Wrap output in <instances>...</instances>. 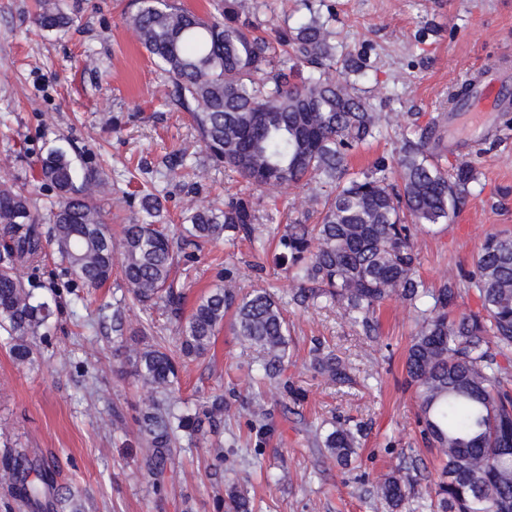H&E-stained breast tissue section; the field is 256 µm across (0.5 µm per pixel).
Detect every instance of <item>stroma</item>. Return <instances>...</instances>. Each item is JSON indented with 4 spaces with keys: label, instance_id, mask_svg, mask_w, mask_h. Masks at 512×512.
Segmentation results:
<instances>
[{
    "label": "stroma",
    "instance_id": "35a3bbf8",
    "mask_svg": "<svg viewBox=\"0 0 512 512\" xmlns=\"http://www.w3.org/2000/svg\"><path fill=\"white\" fill-rule=\"evenodd\" d=\"M73 27L46 32L33 22L37 0H0V180L27 184L41 213L56 200L38 182V164L49 149H67L78 166L103 169L104 193L96 200L112 231L141 215L152 192L167 199L168 223L195 203L223 207L240 185L200 148L185 113L165 105L155 64L121 23L136 0H66ZM336 15L337 38L367 51L358 81L388 116L383 137L353 154L354 170L392 160L403 133L436 126L441 167L472 162L478 175L452 223L425 228L415 238L421 277L433 287L459 282L474 268L486 234H512V105L479 131L464 129L449 111L448 94L475 68L494 61L512 74V0H320ZM192 154L202 177L170 179L167 166ZM176 285L186 306L234 273L240 294L265 289L287 302L290 358L283 375L303 394L301 402L268 390L264 434L251 430L248 397L258 358L231 328L217 335L209 355L181 368L173 400L195 408L220 392L228 408L220 435L182 440L164 475V490L140 467L144 452L135 418L151 398L115 355L112 309L126 293L119 278L78 299L53 252L38 270L21 268L39 296L56 300L51 330L37 344L31 365L17 366L0 347V447L26 449L57 461V480L85 490L95 512H217L229 485L248 488L257 512H386L376 494L379 475L415 479L417 494L403 512H421L419 492L441 479L436 452L416 427L417 405L403 361L417 314L399 298L378 312V328L365 335L338 307L291 304L288 276L275 251L253 257L248 242L181 243ZM125 323L150 325L154 337L173 345L176 321L165 310L127 303ZM345 360L351 380L336 385L314 373L318 345ZM342 417L360 425V446L350 466L334 467L315 444V429ZM223 442L224 460L212 445Z\"/></svg>",
    "mask_w": 512,
    "mask_h": 512
}]
</instances>
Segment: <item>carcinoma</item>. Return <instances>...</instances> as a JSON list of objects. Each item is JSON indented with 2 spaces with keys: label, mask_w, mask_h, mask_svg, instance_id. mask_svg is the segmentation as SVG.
I'll return each instance as SVG.
<instances>
[{
  "label": "carcinoma",
  "mask_w": 512,
  "mask_h": 512,
  "mask_svg": "<svg viewBox=\"0 0 512 512\" xmlns=\"http://www.w3.org/2000/svg\"><path fill=\"white\" fill-rule=\"evenodd\" d=\"M199 15L178 0H138L122 15L154 61L166 87L165 101L184 111L210 159L269 197L311 181L325 188L316 223L288 224L279 236V260L295 285L292 302L334 304L344 318L370 336L376 312L398 296L419 314L404 369L418 402L421 438L443 460L442 479L428 495L429 512H512V373L500 358L512 352V236L489 233L474 270L465 278L479 308L453 314L463 289L430 287L418 274L414 224L451 223L469 194L476 173L468 161L449 173L435 162L439 136L430 126L402 136L391 165L380 162L359 175L349 169L353 150L382 133L384 113L359 94L351 75L359 58L343 51L328 20L318 12L274 36L259 33L256 0H212ZM38 28L59 31L75 23L65 0H40ZM40 178L55 191L51 226L31 191L0 183V346L14 362L33 360L38 339L47 335L50 303L26 287L21 267L36 268L54 248L71 282L83 288L105 285L120 274L133 301L150 309L163 304L179 319L173 347L149 341L148 328L131 331L127 344L120 309L112 314L117 356L124 357L154 399L137 418L148 453L143 468L161 472L180 434L215 433L224 422V394L199 402L195 413L169 401L180 367L208 355L224 318L240 343L261 353L255 383L276 385L299 400L282 375L288 363L285 309L265 289L242 296L224 281L199 297L182 316V294L174 288L173 237L157 220L163 199L147 193V219L122 226L114 241L94 198L106 182L93 169L78 168L68 153L53 149L40 159ZM184 231L203 243L249 242L256 235V203L233 196L217 212L189 206ZM310 367L338 385L350 381L332 350L315 348ZM316 437L340 466L356 455V432L346 422L320 428ZM0 477L26 512H89L82 490L57 481L55 465L17 448L0 453ZM414 492L408 477L390 474L377 483L388 512H401ZM224 512H255L248 494L225 490Z\"/></svg>",
  "instance_id": "carcinoma-1"
}]
</instances>
